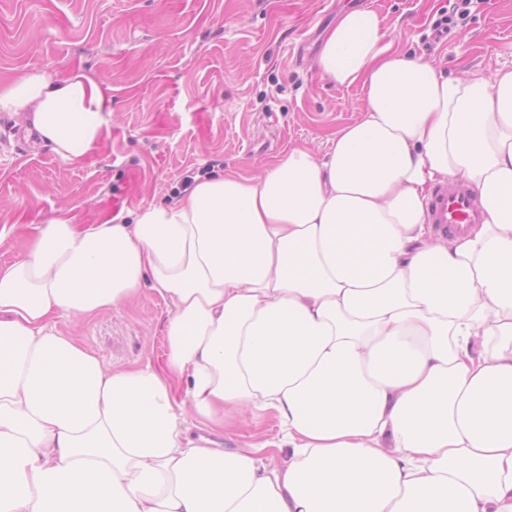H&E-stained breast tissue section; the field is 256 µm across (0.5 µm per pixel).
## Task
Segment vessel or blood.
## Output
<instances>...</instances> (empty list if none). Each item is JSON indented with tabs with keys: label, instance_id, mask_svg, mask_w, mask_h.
<instances>
[{
	"label": "vessel or blood",
	"instance_id": "b4317fda",
	"mask_svg": "<svg viewBox=\"0 0 512 512\" xmlns=\"http://www.w3.org/2000/svg\"><path fill=\"white\" fill-rule=\"evenodd\" d=\"M426 216L438 232L453 235L481 223L482 209L468 185L457 181L440 185L432 192Z\"/></svg>",
	"mask_w": 512,
	"mask_h": 512
}]
</instances>
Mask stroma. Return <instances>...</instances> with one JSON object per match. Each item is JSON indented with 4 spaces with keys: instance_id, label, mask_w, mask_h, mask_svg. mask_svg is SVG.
<instances>
[{
    "instance_id": "35a3bbf8",
    "label": "stroma",
    "mask_w": 512,
    "mask_h": 512,
    "mask_svg": "<svg viewBox=\"0 0 512 512\" xmlns=\"http://www.w3.org/2000/svg\"><path fill=\"white\" fill-rule=\"evenodd\" d=\"M448 0H0V81L82 67L109 86L102 143L79 164L27 139L0 112V264L19 257L59 207L78 223L179 197L186 178L254 174L295 146L326 152V137L356 121L359 88L323 79L316 59L345 9L369 8L400 50L448 77L512 66V0H486L436 36ZM169 304L153 289L58 327L113 370L157 362ZM271 416L234 414L219 445L273 439Z\"/></svg>"
}]
</instances>
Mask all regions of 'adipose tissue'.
Returning <instances> with one entry per match:
<instances>
[{
	"instance_id": "ef3b65f1",
	"label": "adipose tissue",
	"mask_w": 512,
	"mask_h": 512,
	"mask_svg": "<svg viewBox=\"0 0 512 512\" xmlns=\"http://www.w3.org/2000/svg\"><path fill=\"white\" fill-rule=\"evenodd\" d=\"M360 119L318 157L196 179L129 222L58 209L0 265V512H512V67L445 76L346 11L317 58ZM71 164L112 97L78 70L0 82V112ZM483 221L433 236L431 186ZM171 307L162 364L112 371L58 328ZM248 408L271 460L191 439Z\"/></svg>"
}]
</instances>
